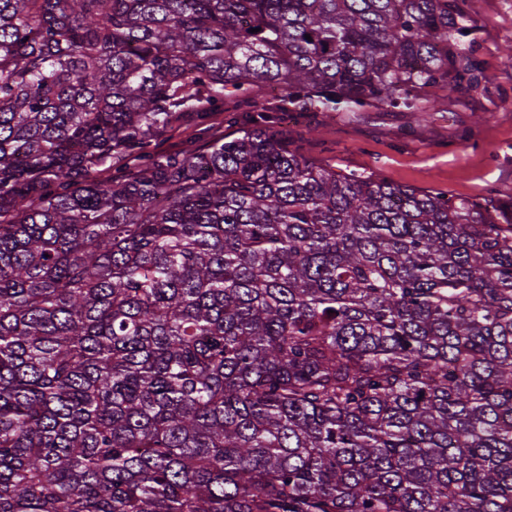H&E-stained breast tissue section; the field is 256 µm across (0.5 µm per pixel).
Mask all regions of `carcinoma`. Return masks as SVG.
<instances>
[{"label":"carcinoma","instance_id":"carcinoma-1","mask_svg":"<svg viewBox=\"0 0 512 512\" xmlns=\"http://www.w3.org/2000/svg\"><path fill=\"white\" fill-rule=\"evenodd\" d=\"M468 33L459 0H0V512H512L509 204L262 115L148 150L230 88L451 94Z\"/></svg>","mask_w":512,"mask_h":512}]
</instances>
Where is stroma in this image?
<instances>
[{
	"mask_svg": "<svg viewBox=\"0 0 512 512\" xmlns=\"http://www.w3.org/2000/svg\"><path fill=\"white\" fill-rule=\"evenodd\" d=\"M470 34L465 55L479 81L449 96L418 91L411 107L366 105L337 112H302L286 94L259 85L249 97L231 95L206 118L178 113L153 141L152 151L205 148L234 135L252 117H268L288 148L341 171L382 174L417 190L493 203L512 199V0H466Z\"/></svg>",
	"mask_w": 512,
	"mask_h": 512,
	"instance_id": "35a3bbf8",
	"label": "stroma"
}]
</instances>
